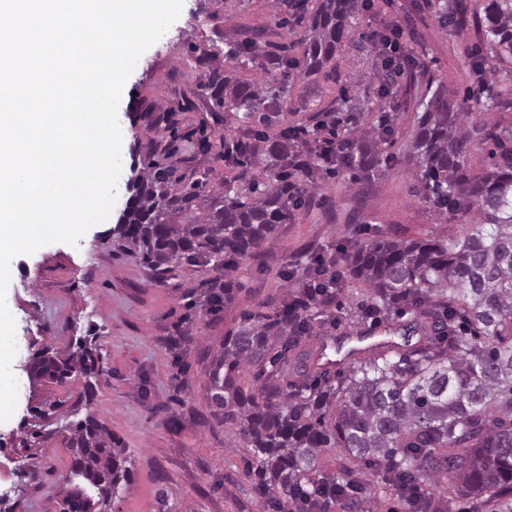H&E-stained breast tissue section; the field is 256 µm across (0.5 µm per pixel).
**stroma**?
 Wrapping results in <instances>:
<instances>
[{"label": "stroma", "mask_w": 512, "mask_h": 512, "mask_svg": "<svg viewBox=\"0 0 512 512\" xmlns=\"http://www.w3.org/2000/svg\"><path fill=\"white\" fill-rule=\"evenodd\" d=\"M411 0H394L415 40L414 55L435 84L458 101L478 85L469 76L466 48L476 33L444 31L431 10L416 12ZM381 17L359 13L349 21V38L338 70L349 80L360 125L389 112L395 123L398 162L372 184L347 175H327L299 209L293 223L235 274L236 298L210 314L204 306L212 272L182 266L160 273L143 260V249L121 233L118 222L126 194H118L110 217L91 228L78 246L55 243L11 263L6 303L16 322L11 369L18 383L13 416L0 423V512H60L63 484L85 488L71 476L73 450L68 422L93 414L126 449L133 482L96 512H271L253 489L249 449L234 427L214 426L206 400V372L226 333L251 312L276 311L286 292L281 266L303 269L310 252L332 257L338 243L354 238V227L372 234L419 238L461 234L463 224L437 219L417 192L402 153L415 121L412 104L393 108L381 101V84L367 33ZM278 30L270 0H184L180 17L139 59L127 79L118 110L128 168L177 161L187 180L216 186L230 169L220 158L222 137L247 133L234 113L213 112L198 87L210 68L224 63V35ZM338 87L332 81L306 85L292 97L285 123L328 105ZM361 300L346 286L340 306H329L309 338L312 345L350 333V314ZM84 341L103 372L65 383L31 377L27 357L48 348L59 354ZM362 503L332 505L330 512H402L399 498L381 477L369 474Z\"/></svg>", "instance_id": "obj_1"}]
</instances>
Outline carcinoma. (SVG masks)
<instances>
[{"instance_id":"1","label":"carcinoma","mask_w":512,"mask_h":512,"mask_svg":"<svg viewBox=\"0 0 512 512\" xmlns=\"http://www.w3.org/2000/svg\"><path fill=\"white\" fill-rule=\"evenodd\" d=\"M368 0H319L305 31L288 45L244 34L224 35V56L233 67H216L202 88L212 111H233L260 129L238 143L224 160L239 171L218 187L185 182L176 163H150L136 184L124 216L125 234L140 242L143 260L172 271L184 264L209 266L208 311L233 301V273L240 263L273 243L291 223L321 172L349 173L366 184L396 160L394 129L378 117L369 128L349 122L352 99L342 90L325 108L307 116L302 145L281 127L291 95L288 71L316 83L336 75V56L349 17ZM444 29L463 31L472 18L479 45L468 50L475 73L484 60L512 59V0H435ZM380 47V97L392 100L416 87L426 69L403 51L402 35L390 24L373 32ZM282 71L278 83L246 80L240 68ZM409 72V87L397 77ZM512 103V77L483 85L481 95L449 101L438 88L422 94L413 137L406 146L421 198L441 218L469 225L461 235L361 241L336 251L339 274H327L312 257L300 278L283 269L286 287L310 285L311 305L296 309L295 293L284 295L272 314H250L210 361L206 392L217 426L237 427L255 461L258 492L277 512H324L330 502L359 499L370 469L403 499L407 512H451L457 496L512 512V125L477 129L490 140V164L481 172L469 163V130L479 110ZM334 143L316 152L314 143ZM363 286L361 316L379 323L390 314L408 316L388 328L390 337L344 349L365 331L321 343L316 356L300 350L320 308L342 291V281ZM418 340H413V337ZM89 352L59 357L44 351L31 363L40 378L62 382L92 374ZM343 365L337 382L330 365ZM292 380L280 384L281 378ZM75 448L71 473L89 481L102 501L131 483L125 449L95 416L69 424ZM329 448L341 451L334 469L321 466ZM443 476L455 480L448 495L434 494ZM72 512H91V497L67 494Z\"/></svg>"}]
</instances>
